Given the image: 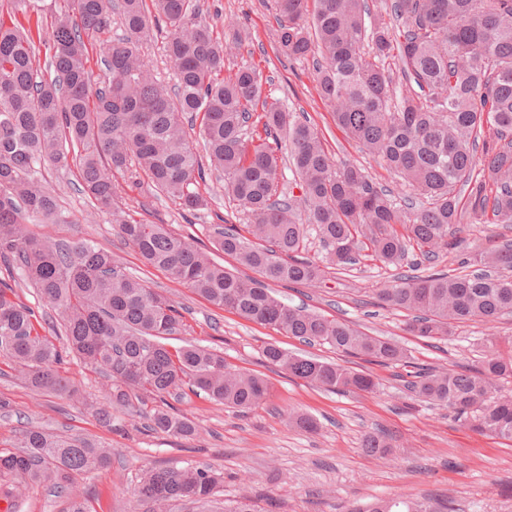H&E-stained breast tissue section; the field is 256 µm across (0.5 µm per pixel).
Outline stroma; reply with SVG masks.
<instances>
[{"label": "stroma", "instance_id": "stroma-1", "mask_svg": "<svg viewBox=\"0 0 512 512\" xmlns=\"http://www.w3.org/2000/svg\"><path fill=\"white\" fill-rule=\"evenodd\" d=\"M58 5L59 0H0V22L29 30L39 24L47 27ZM201 5L216 33H223L228 18L249 26L251 39L241 50L232 51L230 65L252 64L270 77L273 97L287 111L307 115L335 163L361 165L376 184L407 193V186L399 185L393 172L337 127L331 107L318 94L312 60L290 61L278 53L272 0H201ZM32 174L55 196L63 221H28L29 235L49 234L60 241L87 238L110 250L128 273L182 308L185 326L180 340L221 352L231 365L261 375L270 384V394L245 413L202 396H185L175 407L198 428L187 439L147 431L145 418L132 409L115 410L112 425L105 426L91 407L105 403L112 381L74 359L60 368L78 391L74 400L38 393L19 379L0 377V398L8 402L0 411L1 450L11 449L19 431L30 424L111 448L109 467L93 478L75 479L92 512H146V505L133 496L145 472L155 466L188 464L208 465L223 474L217 500L246 495L256 501L258 512H350L376 499L398 496L449 502L456 512H512V443L473 431L451 409L408 402L397 368L347 357L326 345L305 346L235 312L214 309L164 271L145 266L134 248L122 241L111 213L96 207L82 192L76 172L38 162ZM114 180L123 188L125 208L132 218L165 225L173 234L211 250L225 268L237 269V261L213 244L216 224L245 222L225 194L223 179L211 175L199 184L207 205L191 213L148 183L132 186L119 173ZM456 236L457 249L416 268L407 259L397 267L384 265L365 249L356 265L340 269L327 264L326 252L311 230L304 254L323 265L324 277L312 286L278 284L274 292L285 304L304 303L369 335L386 337L405 348L418 364L471 368L485 356L490 339L512 337V316L493 322L465 321L455 325L448 340L430 341L408 333L406 311L371 304L377 292L398 276L450 273L460 269L463 258L512 241V224L499 223L490 215L477 221L465 211ZM270 343L373 373L380 386L377 392L363 393L309 385L266 363L262 350ZM293 411L312 416L316 431L289 425ZM381 431L395 440L386 458L370 456L362 448L367 435Z\"/></svg>", "mask_w": 512, "mask_h": 512}]
</instances>
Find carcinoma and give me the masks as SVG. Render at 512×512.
Returning <instances> with one entry per match:
<instances>
[{"instance_id": "1", "label": "carcinoma", "mask_w": 512, "mask_h": 512, "mask_svg": "<svg viewBox=\"0 0 512 512\" xmlns=\"http://www.w3.org/2000/svg\"><path fill=\"white\" fill-rule=\"evenodd\" d=\"M279 15L275 43L293 60L313 59L322 98L336 125L358 140L376 161L427 199L401 206L394 192L373 183L354 163L337 165L304 114L262 96L271 79L253 66L224 75L228 49L248 37L238 21L224 23V39L202 17L198 0H62L46 45L54 77L39 74L33 40L0 24V261L17 266L41 299L58 310L65 346L43 334L32 308L7 284L0 286V356L38 392L72 397L75 390L57 365L73 356L112 378L109 405L95 410L102 423L111 410L159 399L146 414L147 428L187 438L195 423L174 413L167 398L190 391L243 412L266 399L267 381L241 371L215 350L168 343L184 326L180 307L134 278L112 252L90 239L59 243L34 238L24 220H59L56 199L29 176L33 164L76 168L83 192L112 213L125 242L142 261L220 310H232L306 345H329L380 366L406 369L410 399L452 408L482 432L512 442V396L496 393V381L512 378V340L491 346L472 370L425 368L399 345L306 307L281 302L272 285H307L324 277L315 261L300 256L312 225L338 266L356 261L360 238L373 257L396 265L415 242L430 260L454 250L461 194L476 217L492 214L512 224V0H394L388 25L372 17L369 0H274ZM123 34L101 39L112 16ZM155 28L177 81L169 88L151 73L142 47ZM100 43L107 82L92 79L89 49ZM395 61L406 94L393 103ZM497 125L493 142L481 138L485 107ZM199 123L207 160L190 142L186 125ZM302 189V202L277 193L281 139ZM151 186L189 211L207 206L193 186L206 172L224 175V191L247 213L252 244L231 225H215V248L258 274L242 277L211 253L170 233L163 224L133 223L119 205L112 172ZM403 224L408 237L395 225ZM465 265L482 272L442 271L399 277L381 289L382 306L413 314L409 331L446 340L450 326L512 315V242L479 252ZM267 362L308 383L336 391L372 393L374 377L276 344ZM15 450L0 451V480L12 487L6 512H20L23 490L43 483L68 502L67 512H91L87 498L71 493L78 475L106 467L112 449L38 426L22 431ZM393 438L365 437L363 450L389 455ZM220 475L207 466L149 471L135 495L165 512L174 501L211 502ZM453 512L427 498L377 499L363 511Z\"/></svg>"}]
</instances>
